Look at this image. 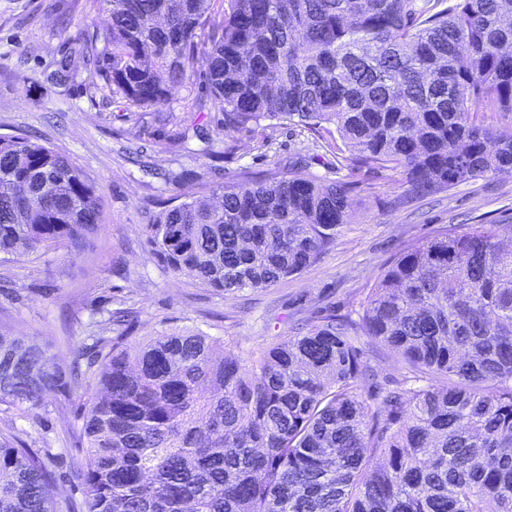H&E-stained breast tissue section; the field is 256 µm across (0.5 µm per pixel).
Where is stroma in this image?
<instances>
[{
  "mask_svg": "<svg viewBox=\"0 0 512 512\" xmlns=\"http://www.w3.org/2000/svg\"><path fill=\"white\" fill-rule=\"evenodd\" d=\"M100 0H0V136L25 135L66 155L103 194L102 229L84 246L0 265V335H25L70 363L96 322L119 303L132 307L134 337L192 329L223 339L232 354L297 335L320 315L357 318L360 305L392 258L456 224H512V171L409 199L399 173L354 166L333 137L312 141L298 127L224 133L206 117L205 58H197L191 90L163 106L165 126L144 124L110 97L99 75L75 60L94 29L104 28ZM69 60L67 81L55 73ZM201 138L172 135L189 107ZM232 151H225V144ZM305 157L311 176L349 185L353 223L336 230L333 246L301 274L275 285L218 294L171 273L148 242L147 224L160 201H179L202 183L261 175ZM80 394L61 389L19 417L0 407V429L13 428L47 454L56 477V512H80L81 490L70 479L83 455L72 446L81 430Z\"/></svg>",
  "mask_w": 512,
  "mask_h": 512,
  "instance_id": "35a3bbf8",
  "label": "stroma"
}]
</instances>
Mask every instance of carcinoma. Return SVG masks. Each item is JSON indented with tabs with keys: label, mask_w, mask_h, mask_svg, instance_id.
Segmentation results:
<instances>
[{
	"label": "carcinoma",
	"mask_w": 512,
	"mask_h": 512,
	"mask_svg": "<svg viewBox=\"0 0 512 512\" xmlns=\"http://www.w3.org/2000/svg\"><path fill=\"white\" fill-rule=\"evenodd\" d=\"M83 66L147 109L191 87L203 54L226 133L336 131L349 160L421 198L512 169V0H103ZM200 185L149 225L173 273L215 292L299 275L355 215L302 172ZM66 186L67 199L51 198ZM102 197L63 154L0 137V263L74 247ZM88 336L86 368L0 336V406L94 382L75 479L84 512H512V225L450 224L393 258L359 319L322 316L248 361L199 331ZM407 376L372 406L355 344ZM377 458L383 463L375 464ZM39 451L0 431V512H55Z\"/></svg>",
	"instance_id": "obj_1"
}]
</instances>
